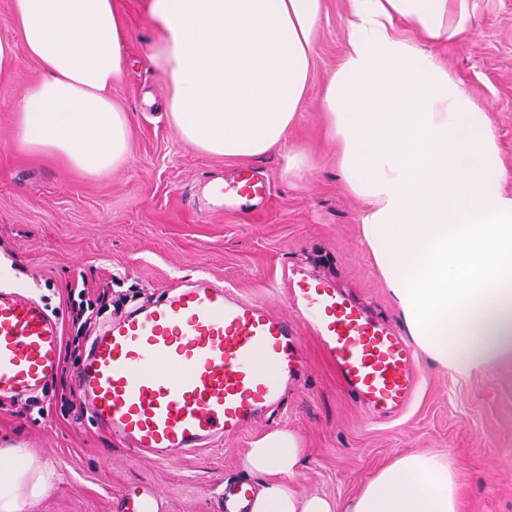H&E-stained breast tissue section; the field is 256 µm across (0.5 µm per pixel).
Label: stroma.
I'll return each instance as SVG.
<instances>
[{
	"label": "stroma",
	"mask_w": 512,
	"mask_h": 512,
	"mask_svg": "<svg viewBox=\"0 0 512 512\" xmlns=\"http://www.w3.org/2000/svg\"><path fill=\"white\" fill-rule=\"evenodd\" d=\"M470 33L435 54L487 106L512 191V0H475ZM131 31L128 65L112 84V102L131 116L127 162L105 178L73 169L58 155L35 154L17 140L18 107L42 71L17 48L0 77V286L39 299L60 325L62 342L77 329L67 290L79 283L110 289L124 310L170 296L206 275L287 315L283 276L295 270L333 281L387 324L403 319L360 233V201L347 192L327 136L321 98L347 44L348 0H325L310 85L290 132L311 168L288 176L279 156L249 162L184 144L164 109L165 74L144 57L156 38L146 0H116ZM249 165L270 186L254 216L219 211L212 181ZM308 368L281 404L253 427L158 461L82 419L69 356L48 379L38 407L0 398V448H23L58 477L26 512H133L153 492L157 512H223L224 484L247 476L243 461L274 430L292 432L300 464L291 480L303 494L347 505L395 457L442 452L458 476L459 512H512V366L468 377L420 357L421 383L403 413L367 414L341 390L314 337Z\"/></svg>",
	"instance_id": "obj_1"
}]
</instances>
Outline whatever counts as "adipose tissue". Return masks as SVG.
<instances>
[{"instance_id": "1", "label": "adipose tissue", "mask_w": 512, "mask_h": 512, "mask_svg": "<svg viewBox=\"0 0 512 512\" xmlns=\"http://www.w3.org/2000/svg\"><path fill=\"white\" fill-rule=\"evenodd\" d=\"M324 0H148L181 140L210 155L271 153L286 173L308 166L288 143L311 74ZM16 44L42 78L23 95L21 147L104 177L128 158L131 118L112 103L129 32L114 0H12ZM472 0H349L348 45L322 97L337 165L361 199V231L417 347L463 374L512 364V194L497 132L476 95L422 44L464 38ZM296 437L259 439L245 469L263 475L252 512H343L284 476ZM55 470L21 448L0 451V512H24ZM457 476L441 454H403L344 512H457Z\"/></svg>"}]
</instances>
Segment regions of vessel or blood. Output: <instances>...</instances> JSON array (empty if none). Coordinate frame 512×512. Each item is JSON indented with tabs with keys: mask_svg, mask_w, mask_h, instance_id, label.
<instances>
[{
	"mask_svg": "<svg viewBox=\"0 0 512 512\" xmlns=\"http://www.w3.org/2000/svg\"><path fill=\"white\" fill-rule=\"evenodd\" d=\"M212 197L255 209L267 184L243 169ZM290 319L201 278L109 323L76 375L90 418L140 452L168 459L247 431L305 366L303 330L317 338L344 391L376 412L405 408L416 354L335 284L287 276ZM60 330L36 299L0 290V397L37 393L59 366ZM224 512H251L250 484L233 485Z\"/></svg>",
	"mask_w": 512,
	"mask_h": 512,
	"instance_id": "1",
	"label": "vessel or blood"
}]
</instances>
